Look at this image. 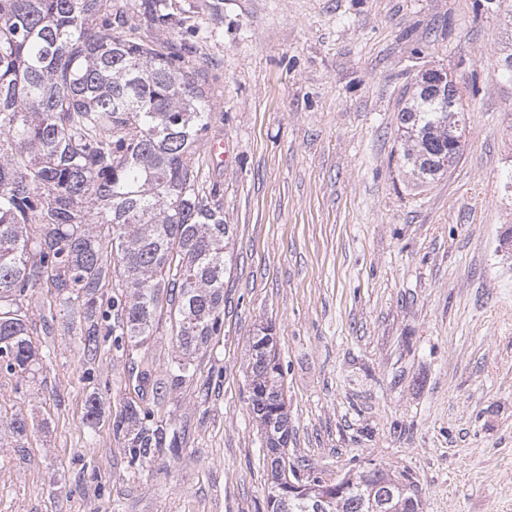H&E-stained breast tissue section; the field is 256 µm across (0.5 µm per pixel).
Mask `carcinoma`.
<instances>
[{"label":"carcinoma","mask_w":512,"mask_h":512,"mask_svg":"<svg viewBox=\"0 0 512 512\" xmlns=\"http://www.w3.org/2000/svg\"><path fill=\"white\" fill-rule=\"evenodd\" d=\"M162 2L141 0L158 31L145 41L125 31L112 0H0V368L9 374L28 378L39 364L27 302L45 284L79 313L89 351L108 317L115 341L144 345L168 308L173 385L194 376L193 355L221 330L232 231L202 195L196 158L211 101L199 69L169 42L174 21ZM463 120L459 86L423 73L400 127L403 165L419 182L460 158L452 147ZM103 288L112 289L106 302ZM248 356L275 487L294 465L283 452L292 428L272 326L257 329ZM130 378L140 392L152 373L133 366ZM0 425L19 437L28 429L20 412ZM112 430L142 462L178 451L176 433L136 405ZM308 474L291 500L267 495V512H320L324 480ZM347 475L326 512H375L381 502L385 512H422L406 470L369 462Z\"/></svg>","instance_id":"cac0c4a2"}]
</instances>
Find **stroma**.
I'll list each match as a JSON object with an SVG mask.
<instances>
[{
	"label": "stroma",
	"instance_id": "stroma-1",
	"mask_svg": "<svg viewBox=\"0 0 512 512\" xmlns=\"http://www.w3.org/2000/svg\"><path fill=\"white\" fill-rule=\"evenodd\" d=\"M212 99L199 179L233 227L219 335L172 386L169 319L138 348L163 386L127 387L112 337L84 351L54 289L29 306L48 352L0 370V512H265L267 450L245 373L272 324L291 461L408 470L423 512H512V7L506 0H164ZM463 91L465 148L434 181L403 167L399 112L421 74ZM55 313L51 333L42 317ZM102 415L84 420L89 396ZM181 432L134 460L128 402Z\"/></svg>",
	"mask_w": 512,
	"mask_h": 512
}]
</instances>
